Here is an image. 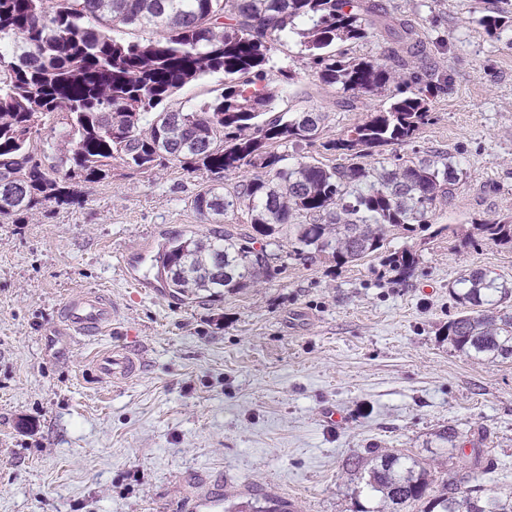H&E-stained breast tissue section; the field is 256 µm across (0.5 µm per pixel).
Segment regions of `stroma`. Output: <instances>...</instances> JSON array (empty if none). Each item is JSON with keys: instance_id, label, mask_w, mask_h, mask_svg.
Listing matches in <instances>:
<instances>
[{"instance_id": "stroma-1", "label": "stroma", "mask_w": 512, "mask_h": 512, "mask_svg": "<svg viewBox=\"0 0 512 512\" xmlns=\"http://www.w3.org/2000/svg\"><path fill=\"white\" fill-rule=\"evenodd\" d=\"M386 2L448 77L416 147L447 152L461 171L436 208L439 235L389 238L416 251L413 277L398 281L374 258L340 267L281 249L274 274L250 288L170 296L155 256L170 236L211 232L194 195L233 188L248 167L221 178L117 165L79 184L77 205L0 219V512H207L218 494L355 512L357 478L343 463L365 449L416 454L437 476L468 469L469 458L437 447L448 424L494 459L479 483L512 490V362L467 358L445 336L458 313L452 282L473 268L512 280V249L460 244L472 221L512 218V44L479 24L499 0ZM267 81L278 108L326 113L328 138L388 105L378 95L338 106L294 38L273 51ZM89 289L116 320L77 341L61 307ZM123 344L140 351L142 371L100 381L92 357ZM328 407L339 422L325 421Z\"/></svg>"}]
</instances>
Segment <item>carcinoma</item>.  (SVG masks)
Wrapping results in <instances>:
<instances>
[{"label":"carcinoma","mask_w":512,"mask_h":512,"mask_svg":"<svg viewBox=\"0 0 512 512\" xmlns=\"http://www.w3.org/2000/svg\"><path fill=\"white\" fill-rule=\"evenodd\" d=\"M490 36L512 31V11L481 18ZM152 36L118 40L119 27ZM387 34L396 66L349 56L348 47ZM296 36L307 68L354 107L389 93V106L369 112L338 138L323 137L327 115L275 111L278 92L266 82L271 53ZM222 73L224 90L190 110L163 103L187 84ZM446 78L408 19L378 0H0V218L24 223L54 203H74L71 186L106 178L118 163L140 172L176 162L186 170L256 174L233 190L210 186L192 200L204 217L239 210L252 232L179 234L157 258L169 292L186 299L221 296L271 275L281 237L291 254L329 256L341 264L367 257L409 276L418 264L408 248L390 251L387 237L432 227L437 203L452 196L458 170L448 153H386L408 147L432 119L431 103ZM50 134L37 141L41 130ZM337 155L326 165L303 154ZM295 157H289L286 149ZM380 156V166L359 159ZM512 249V220L474 221L465 242ZM449 292L460 307L448 341L488 363L512 359V282L472 269ZM453 425L438 444L460 452ZM344 466L367 497L359 512H512V492L471 484L454 473L433 489L431 472L409 453L368 448ZM225 512H290L271 496H255Z\"/></svg>","instance_id":"obj_1"}]
</instances>
